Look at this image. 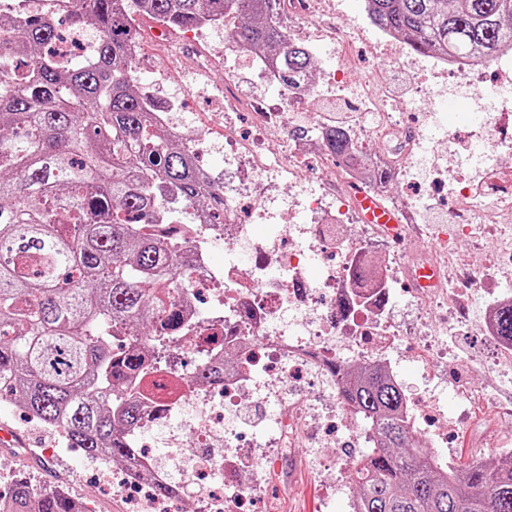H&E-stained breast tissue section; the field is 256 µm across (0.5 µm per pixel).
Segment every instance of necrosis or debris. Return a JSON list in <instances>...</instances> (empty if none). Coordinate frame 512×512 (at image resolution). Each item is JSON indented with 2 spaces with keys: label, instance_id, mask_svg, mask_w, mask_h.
Instances as JSON below:
<instances>
[{
  "label": "necrosis or debris",
  "instance_id": "obj_1",
  "mask_svg": "<svg viewBox=\"0 0 512 512\" xmlns=\"http://www.w3.org/2000/svg\"><path fill=\"white\" fill-rule=\"evenodd\" d=\"M369 37L379 56L410 73L414 87L399 98L387 81L376 90L348 82L351 63L337 54L335 67L324 71L321 83H342L350 104L339 122L354 143L358 164H337L320 136L288 131L289 109L302 101L280 92L279 105L261 99L243 100L237 74L226 71L224 95L218 104L224 122L207 134L184 122L174 104L155 114L156 123L177 135L193 156L215 144L224 146V217L217 224H182L178 240L190 255L185 286L191 296L182 304L184 316L195 326L192 342L176 338V355L200 353L211 336L224 339V382L199 383L184 368L145 363L138 380L145 411L137 425L133 461L103 464L99 477L124 500L126 512H182L187 496H194L197 512H243L247 501L267 478L268 451L286 447L297 435L319 436L327 427H349V447L358 432L350 428L351 411L335 397L311 402L291 399L289 390L307 380L329 386L331 363L389 361L401 334L388 305L379 295H391V286L379 281L353 282L352 254L336 245L339 231L351 221L353 193L370 190L390 198L409 215L450 200L452 224H496L512 237V46L502 49L503 63L450 60L440 55H413L404 42L372 22L354 23L345 40ZM87 25H69L53 47L62 63L91 56L97 48ZM467 95L477 120L461 136L433 101ZM249 106L253 136L240 137L233 129L236 110ZM442 131L440 141L417 134L425 121ZM287 139H280V131ZM320 156L324 169L347 189L333 198L320 186L295 185L307 149ZM295 185L289 205L274 195L280 185ZM279 226V234L258 236L255 225ZM223 247V264L210 252ZM318 268L311 278L310 268ZM280 408L277 433L268 443L246 439L239 423L269 402ZM410 425L433 419L442 426L430 438L446 440L458 424L448 416L439 394L405 402ZM182 419L195 434L199 453L182 455L178 437L170 435L173 419ZM168 432V453L149 452L145 433ZM169 486V496L155 495L153 486Z\"/></svg>",
  "mask_w": 512,
  "mask_h": 512
}]
</instances>
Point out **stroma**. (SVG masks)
I'll use <instances>...</instances> for the list:
<instances>
[{"label": "stroma", "mask_w": 512, "mask_h": 512, "mask_svg": "<svg viewBox=\"0 0 512 512\" xmlns=\"http://www.w3.org/2000/svg\"><path fill=\"white\" fill-rule=\"evenodd\" d=\"M139 23L143 45L141 58L133 66L137 84L151 86L162 72L159 64H166L165 93L177 101L184 118L196 124L219 122L216 101L224 91V26H213L191 38L176 31L159 39L152 33L154 20L143 16ZM348 54L354 67L353 81L372 85L384 74L397 88L405 87L406 76L388 72L387 61L377 57L368 40H359L349 47ZM444 221L440 210L420 215L396 248L399 280L391 303L402 324L415 323L417 316L416 309L409 306L411 292L403 283L408 266L417 254L439 251L436 231ZM454 245L471 260L479 252L510 248L512 240L497 238L487 225L471 224L457 235ZM501 297L512 298V288H500L492 280L486 288L467 291L465 312L441 310L434 314L432 333L442 350L437 360L417 357L408 334L400 337L391 356L406 396L418 398L428 389H437L449 415L460 417L447 442L429 447L432 455L452 467L476 456L492 462L512 455V360L502 357L477 331L491 304ZM0 424L26 440L22 448L0 447V491L23 479L37 489L63 490L82 502L85 512H123L122 502L99 483L95 462L82 449L61 447L52 432L26 418L6 395H0ZM368 450L363 443L345 452L338 440L329 441L324 452L335 456L336 470L327 474L318 470L308 445L271 449L268 466L275 479L259 490L256 512H351L353 490L343 484L345 471Z\"/></svg>", "instance_id": "obj_1"}]
</instances>
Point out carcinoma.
<instances>
[{
	"label": "carcinoma",
	"instance_id": "obj_1",
	"mask_svg": "<svg viewBox=\"0 0 512 512\" xmlns=\"http://www.w3.org/2000/svg\"><path fill=\"white\" fill-rule=\"evenodd\" d=\"M81 18L100 32L95 56L69 66L49 48L58 28L25 16L11 21L0 48V393L68 448L99 461L126 460L123 426L141 401L130 385L143 363L167 348L155 324L186 332L176 296L185 260L173 239L143 224H174L182 207L203 205L220 220L224 196L167 135L152 128L154 103L131 75V21L143 12L173 30L231 21L234 43L277 64L278 82L303 89L313 55L288 36L280 0H78ZM372 21L412 51L491 61L512 43V0H367ZM336 158L354 145L339 128L324 132ZM371 261L356 257L363 282ZM496 336L512 344V300L492 311ZM342 402L361 415L373 447L352 463L353 512H512V455L442 469L413 438L405 395L378 366L338 370ZM201 383L223 374L201 353ZM23 509L83 512L52 489L13 484Z\"/></svg>",
	"mask_w": 512,
	"mask_h": 512
}]
</instances>
